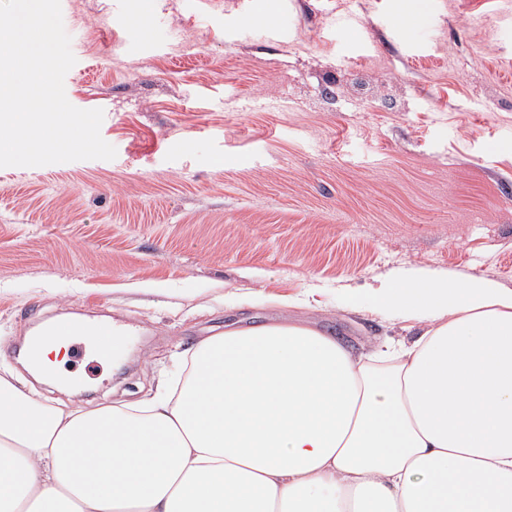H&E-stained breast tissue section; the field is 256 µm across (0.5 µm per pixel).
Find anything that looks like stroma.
<instances>
[{"label": "stroma", "instance_id": "35a3bbf8", "mask_svg": "<svg viewBox=\"0 0 512 512\" xmlns=\"http://www.w3.org/2000/svg\"><path fill=\"white\" fill-rule=\"evenodd\" d=\"M138 12L143 38L126 25ZM69 102L114 160L0 168V375L65 410L157 397L224 327L411 342L372 301L417 270L512 289V0H64ZM103 305L124 362L72 391L31 326Z\"/></svg>", "mask_w": 512, "mask_h": 512}]
</instances>
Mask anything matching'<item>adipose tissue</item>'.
Masks as SVG:
<instances>
[{
    "label": "adipose tissue",
    "instance_id": "obj_1",
    "mask_svg": "<svg viewBox=\"0 0 512 512\" xmlns=\"http://www.w3.org/2000/svg\"><path fill=\"white\" fill-rule=\"evenodd\" d=\"M373 298L423 326L378 377L288 322L206 339L178 393L134 413L0 376V512H512V289L419 272ZM123 336L47 328L25 359L53 373L70 338L108 359Z\"/></svg>",
    "mask_w": 512,
    "mask_h": 512
}]
</instances>
